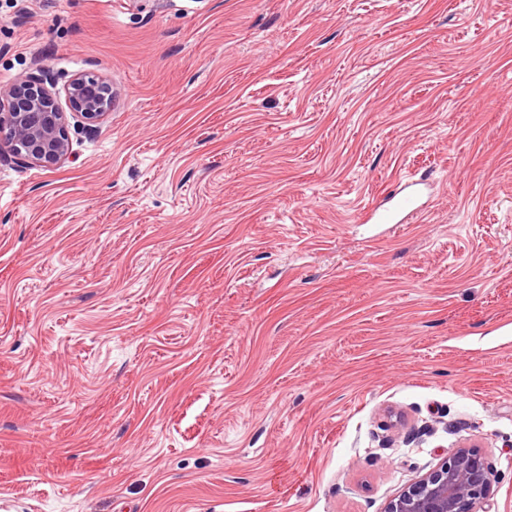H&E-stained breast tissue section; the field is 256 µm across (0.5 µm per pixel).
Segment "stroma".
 I'll return each mask as SVG.
<instances>
[{
	"instance_id": "35a3bbf8",
	"label": "stroma",
	"mask_w": 512,
	"mask_h": 512,
	"mask_svg": "<svg viewBox=\"0 0 512 512\" xmlns=\"http://www.w3.org/2000/svg\"><path fill=\"white\" fill-rule=\"evenodd\" d=\"M39 65L122 101L0 157V512H384L465 441L512 512V0H23ZM418 183L405 182L404 189L398 192L390 193L385 204L373 209L368 217V221L373 224H400L405 218L410 220L418 218L423 210V204L420 202V194L417 190L406 189L414 187Z\"/></svg>"
}]
</instances>
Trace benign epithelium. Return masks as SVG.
I'll return each mask as SVG.
<instances>
[{
    "label": "benign epithelium",
    "mask_w": 512,
    "mask_h": 512,
    "mask_svg": "<svg viewBox=\"0 0 512 512\" xmlns=\"http://www.w3.org/2000/svg\"><path fill=\"white\" fill-rule=\"evenodd\" d=\"M112 77L79 73L58 90L42 66L0 86V153L31 167L54 168L74 157L71 133H91L112 112ZM493 494L480 446L462 444L389 500L384 512H479Z\"/></svg>",
    "instance_id": "benign-epithelium-1"
}]
</instances>
